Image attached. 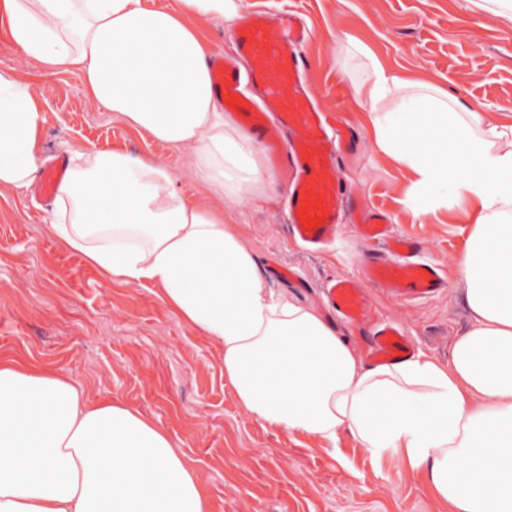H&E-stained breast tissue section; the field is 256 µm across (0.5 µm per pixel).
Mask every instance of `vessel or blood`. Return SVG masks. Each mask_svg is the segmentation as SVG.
<instances>
[{
	"label": "vessel or blood",
	"instance_id": "obj_1",
	"mask_svg": "<svg viewBox=\"0 0 512 512\" xmlns=\"http://www.w3.org/2000/svg\"><path fill=\"white\" fill-rule=\"evenodd\" d=\"M305 38L306 31L293 13L283 12L274 23L258 13L236 33L240 52L251 62L252 94L244 93L238 72L223 58H211L210 68L217 99L232 108L257 143L299 168L300 177L288 196L293 232L305 243L322 245L336 234L343 190L332 146L345 137L301 90L305 62L299 46ZM310 217L316 220L311 228L305 224ZM359 231L365 238L388 241L389 255L366 264L362 279H331L328 303L342 318L358 322L368 315L363 287L367 281L398 297L431 295L442 288L439 268L416 260V243L392 236L382 212L366 211ZM411 350L400 330L386 325L374 332L370 356L381 364L393 363Z\"/></svg>",
	"mask_w": 512,
	"mask_h": 512
}]
</instances>
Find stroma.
<instances>
[{"mask_svg":"<svg viewBox=\"0 0 512 512\" xmlns=\"http://www.w3.org/2000/svg\"><path fill=\"white\" fill-rule=\"evenodd\" d=\"M481 2L243 0L247 12L291 7L302 13L310 31L300 48L305 85L322 111L339 115L356 133L353 151L336 158L337 177L356 208L343 214L329 247L315 250L293 237L286 207L292 166L272 168L262 195L245 203V228L272 287L322 307L328 280L358 275L362 262L384 253L382 242L357 232L361 205L382 210L394 233L414 238L420 259L445 278L444 288L425 298L396 297L366 283L369 318L340 325L358 348L390 324L415 351L448 359L470 327L458 272L469 227L453 202L414 221L405 203L410 171L372 147L366 115L352 107L362 71L354 59L337 64L336 39L357 37L391 70L426 71L478 111L496 112L512 107V19ZM0 71L43 87L44 157H65L78 146H118L163 160L176 188L196 192L183 175L188 151L144 138L117 113L89 105L81 74L45 79L3 18ZM52 208L36 184L0 197V353L61 369L91 397L125 400L180 438L214 512H448L422 475L393 454L371 458L348 431L329 444L264 428L246 415L224 386L216 348L148 288L105 279L47 237L43 226Z\"/></svg>","mask_w":512,"mask_h":512,"instance_id":"stroma-1","label":"stroma"}]
</instances>
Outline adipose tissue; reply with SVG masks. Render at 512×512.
Listing matches in <instances>:
<instances>
[{
    "label": "adipose tissue",
    "instance_id": "obj_1",
    "mask_svg": "<svg viewBox=\"0 0 512 512\" xmlns=\"http://www.w3.org/2000/svg\"><path fill=\"white\" fill-rule=\"evenodd\" d=\"M0 16L45 74L80 72L88 103L141 135L190 149L165 162L80 148L47 234L103 277L151 286L219 351L238 406L263 427L335 443L349 430L423 474L449 512H512V107L480 113L432 76L391 73L347 38L366 79L355 96L373 145L412 172L414 219L467 201L459 263L473 326L448 360L366 365L314 304L274 291L239 221L263 193L261 148L215 97L198 20L237 25L241 0H0ZM40 93L0 72V195L46 164ZM394 111H381L387 101ZM0 512H213L180 441L137 408L91 398L63 371L0 356Z\"/></svg>",
    "mask_w": 512,
    "mask_h": 512
}]
</instances>
